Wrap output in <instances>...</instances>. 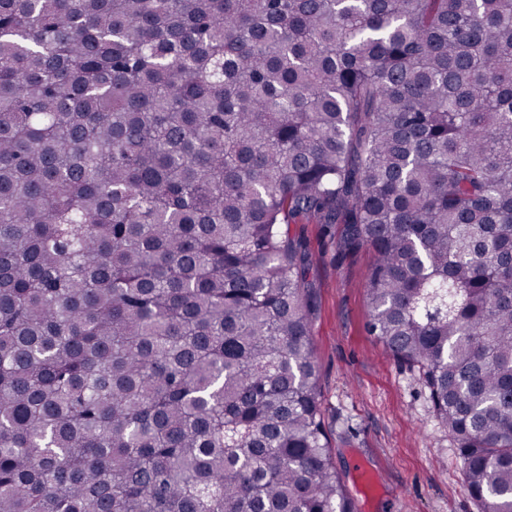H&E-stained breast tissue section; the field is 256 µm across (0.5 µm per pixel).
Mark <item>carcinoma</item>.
Returning <instances> with one entry per match:
<instances>
[{"mask_svg":"<svg viewBox=\"0 0 512 512\" xmlns=\"http://www.w3.org/2000/svg\"><path fill=\"white\" fill-rule=\"evenodd\" d=\"M290 216L512 512V0H0V512H355Z\"/></svg>","mask_w":512,"mask_h":512,"instance_id":"cac0c4a2","label":"carcinoma"}]
</instances>
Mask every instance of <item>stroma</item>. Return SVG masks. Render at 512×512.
<instances>
[{"label":"stroma","instance_id":"35a3bbf8","mask_svg":"<svg viewBox=\"0 0 512 512\" xmlns=\"http://www.w3.org/2000/svg\"><path fill=\"white\" fill-rule=\"evenodd\" d=\"M288 237L307 261L322 422L357 512H478L456 443L436 420L417 371L369 331V253L342 254L337 234L313 220L289 224ZM359 462L379 476L383 495L359 494Z\"/></svg>","mask_w":512,"mask_h":512}]
</instances>
